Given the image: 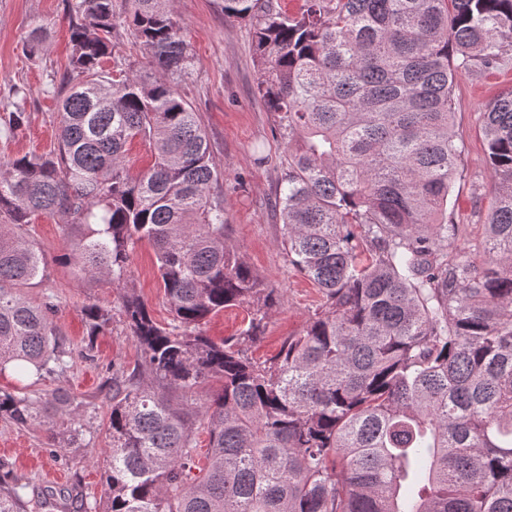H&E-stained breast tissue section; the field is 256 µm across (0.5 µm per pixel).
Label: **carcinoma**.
<instances>
[{
	"label": "carcinoma",
	"instance_id": "obj_1",
	"mask_svg": "<svg viewBox=\"0 0 512 512\" xmlns=\"http://www.w3.org/2000/svg\"><path fill=\"white\" fill-rule=\"evenodd\" d=\"M127 2L150 69L106 76L114 0H75L57 146L0 169V373L41 377L69 357L53 296L23 293L47 278L40 217L67 219L62 259L90 280L124 284L135 247L155 253L172 323L122 299L142 361L112 379L101 512H512V90L482 113L497 178L483 239L458 244L446 216L456 74L512 49V0H303L294 15L224 0L254 27L257 95L287 149L282 245L322 296L263 363L244 344L276 300L211 193L210 143L175 83L193 55L173 0ZM16 96L0 113L10 133L29 120ZM136 141L151 164L133 174ZM233 306L249 310L239 335L200 330ZM85 317L90 336L112 321ZM35 418L28 397L0 393V419ZM0 512H22L15 487L0 484Z\"/></svg>",
	"mask_w": 512,
	"mask_h": 512
}]
</instances>
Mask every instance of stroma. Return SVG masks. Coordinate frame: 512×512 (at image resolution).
<instances>
[{
  "instance_id": "stroma-1",
  "label": "stroma",
  "mask_w": 512,
  "mask_h": 512,
  "mask_svg": "<svg viewBox=\"0 0 512 512\" xmlns=\"http://www.w3.org/2000/svg\"><path fill=\"white\" fill-rule=\"evenodd\" d=\"M73 2L0 0V111L10 108L13 89L19 86L27 92L30 114L22 133L0 131V166L29 153L49 152L56 144L59 79L71 51L68 14ZM174 9L193 54L177 86L198 112L210 140L220 173L214 190L224 202L227 236L279 298L261 341L248 350L262 361L301 330L321 299L318 288L289 265L279 245L282 219L273 202L281 189L285 145L256 94L259 74L250 21L225 18L224 0H174ZM36 23L43 25L44 37L33 52L27 42ZM510 89L512 51L501 67L460 72L454 84L461 159L448 196V219L473 241L483 237L494 185L480 116ZM67 234L63 218L36 222L32 239L51 264L47 280L25 294L36 302L54 296L58 310L53 320L72 350L68 366L27 386L13 372L0 373V391L30 397L38 415L36 423L24 427L0 419V481L17 487L24 512H43L44 493L72 488L88 504L102 502L106 450L112 445V378L132 369L141 355L121 314L125 289L139 295L159 324L172 319L151 247L144 244L133 251L123 289L108 280H87L75 267L54 263ZM91 304L112 312L108 330L92 338L84 316ZM75 400L83 406L72 420L67 408ZM73 427L82 433L81 444L70 441Z\"/></svg>"
}]
</instances>
